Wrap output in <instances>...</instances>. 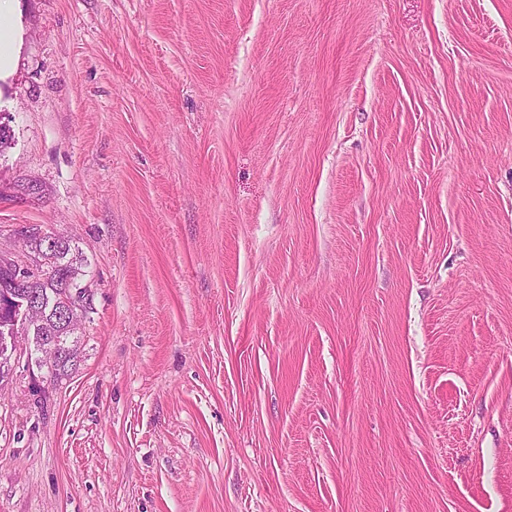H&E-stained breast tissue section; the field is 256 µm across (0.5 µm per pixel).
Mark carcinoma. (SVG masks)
Masks as SVG:
<instances>
[{"label": "carcinoma", "mask_w": 512, "mask_h": 512, "mask_svg": "<svg viewBox=\"0 0 512 512\" xmlns=\"http://www.w3.org/2000/svg\"><path fill=\"white\" fill-rule=\"evenodd\" d=\"M70 240L62 235L53 241V262L49 270L31 284L30 291L37 302L44 307L45 320L38 330L28 338L31 350H38L44 343L54 340L65 351L51 373L53 382L59 383L69 377L79 362V337L69 333L57 320L56 311L61 296L71 290L83 287V263L71 256Z\"/></svg>", "instance_id": "carcinoma-1"}]
</instances>
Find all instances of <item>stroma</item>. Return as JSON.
Masks as SVG:
<instances>
[{"mask_svg": "<svg viewBox=\"0 0 512 512\" xmlns=\"http://www.w3.org/2000/svg\"><path fill=\"white\" fill-rule=\"evenodd\" d=\"M18 10L0 248L93 300L0 512H512V0Z\"/></svg>", "mask_w": 512, "mask_h": 512, "instance_id": "1", "label": "stroma"}]
</instances>
